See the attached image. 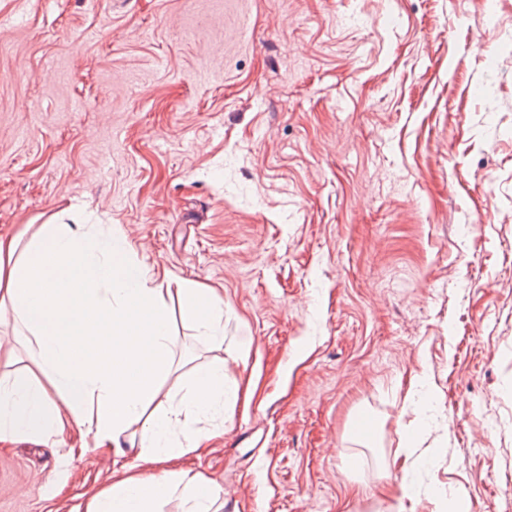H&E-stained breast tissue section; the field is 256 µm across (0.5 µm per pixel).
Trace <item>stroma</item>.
<instances>
[{
  "label": "stroma",
  "mask_w": 512,
  "mask_h": 512,
  "mask_svg": "<svg viewBox=\"0 0 512 512\" xmlns=\"http://www.w3.org/2000/svg\"><path fill=\"white\" fill-rule=\"evenodd\" d=\"M76 219L224 296L172 325L238 398L152 472L395 512L424 416L418 512L512 502V0H0V233ZM68 440L0 442V512L111 486Z\"/></svg>",
  "instance_id": "35a3bbf8"
}]
</instances>
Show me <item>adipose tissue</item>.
<instances>
[{
	"label": "adipose tissue",
	"instance_id": "obj_1",
	"mask_svg": "<svg viewBox=\"0 0 512 512\" xmlns=\"http://www.w3.org/2000/svg\"><path fill=\"white\" fill-rule=\"evenodd\" d=\"M208 346L224 342L217 289L131 258L125 235L100 224H44L31 237L0 234V312L15 334L0 340V441L78 430L114 455L143 462L199 454L202 418L238 394L223 359L176 364L171 309ZM29 362L19 365L18 349ZM182 390L161 404L165 384ZM183 512H215L222 494L203 473L123 469L74 512H158L172 492Z\"/></svg>",
	"mask_w": 512,
	"mask_h": 512
}]
</instances>
